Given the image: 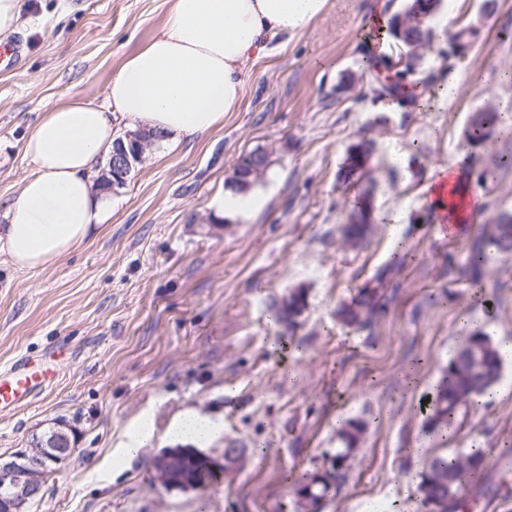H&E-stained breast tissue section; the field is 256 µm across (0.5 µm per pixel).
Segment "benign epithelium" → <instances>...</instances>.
<instances>
[{"label":"benign epithelium","instance_id":"1","mask_svg":"<svg viewBox=\"0 0 512 512\" xmlns=\"http://www.w3.org/2000/svg\"><path fill=\"white\" fill-rule=\"evenodd\" d=\"M148 146L140 131L129 132L126 140L117 141L112 154L98 176L103 190L126 184L136 163L142 160ZM68 429L59 424L44 431H35L24 448L7 457L0 456V499L3 512H26L30 501L38 497L50 473L63 466L73 455Z\"/></svg>","mask_w":512,"mask_h":512}]
</instances>
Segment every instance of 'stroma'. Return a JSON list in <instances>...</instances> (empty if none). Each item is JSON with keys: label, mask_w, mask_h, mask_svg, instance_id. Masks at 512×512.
<instances>
[{"label": "stroma", "mask_w": 512, "mask_h": 512, "mask_svg": "<svg viewBox=\"0 0 512 512\" xmlns=\"http://www.w3.org/2000/svg\"><path fill=\"white\" fill-rule=\"evenodd\" d=\"M173 0H18L21 63L0 71V225L32 165L24 140L68 98L103 105L124 58L156 36ZM403 0H330L293 39L271 42L247 71L241 103L222 126L181 148L155 143L113 191L112 221L91 242L42 271L0 253V367L25 354L66 352L53 387L0 411V455L62 421L76 453L50 474L31 512H294L295 487L338 446L337 428L364 421L346 482L322 512H425L417 485L437 456L486 452L482 484L512 463V255L485 269L484 292L464 276L465 242L512 212V166L485 180L466 168L485 208L458 235L430 219L433 167L463 151V131L485 106L512 113V0L480 19L482 0H443L436 32L481 22L470 54L425 66L460 92H425L415 112L372 103L362 59L389 51L375 8ZM376 125L375 224L366 246L343 249L336 232L352 194L337 171L361 131ZM266 151L255 185L262 205L214 221L208 203L230 188L239 160ZM406 264L393 303L371 328L336 320L337 307L394 256ZM303 289L295 333L271 303ZM498 343L504 366L488 403L432 428L419 407L471 333ZM220 416L205 452L241 457L201 491L164 488L153 461L184 409ZM152 415L156 437L122 455L134 423Z\"/></svg>", "instance_id": "35a3bbf8"}]
</instances>
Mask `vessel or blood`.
<instances>
[{"label": "vessel or blood", "instance_id": "vessel-or-blood-1", "mask_svg": "<svg viewBox=\"0 0 512 512\" xmlns=\"http://www.w3.org/2000/svg\"><path fill=\"white\" fill-rule=\"evenodd\" d=\"M62 353L44 359L21 357L0 369V409H18L32 403L56 375Z\"/></svg>", "mask_w": 512, "mask_h": 512}]
</instances>
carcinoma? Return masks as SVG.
Returning a JSON list of instances; mask_svg holds the SVG:
<instances>
[{
	"mask_svg": "<svg viewBox=\"0 0 512 512\" xmlns=\"http://www.w3.org/2000/svg\"><path fill=\"white\" fill-rule=\"evenodd\" d=\"M442 0H405L403 7L394 12L389 34L398 49L397 55L374 57L366 55L370 72L374 74L373 100L394 99L405 112L417 107L415 99L404 91V86L420 84L432 87L436 77L423 75L424 49L434 46L431 26H420L417 17L435 14ZM479 31L474 25L459 27L450 32L446 47L438 50L452 61L466 57L477 42ZM502 116L495 108L485 107L470 118L465 131L468 147L486 152V165L481 176L492 170L512 166V152L492 153L489 148L499 139ZM376 150L374 128H369L352 144L337 172V180L347 189L357 190L352 209L345 222L339 225L344 246L358 249L372 231L374 211V180L372 161ZM269 167L264 151L244 156L234 169L231 187L243 190ZM469 272L473 285L483 287L482 271L500 256L512 255V214L502 213L484 225L481 232L465 243ZM404 258L399 257L380 267L371 280L358 289L350 301L337 311L338 320L348 327L368 328L391 303L399 287ZM307 308V297L299 289L288 292L278 302V315L288 329H294L298 318ZM503 356L499 345L484 331L474 332L466 344L456 350L448 360V369L432 395L429 422L435 428L448 421L461 409L479 403L490 394L501 377ZM364 433V424L349 421L338 434L342 447L330 458L329 465L309 476L297 491L298 507L306 512H320L321 503L328 494L344 483L348 471L349 454ZM178 455L166 462L170 487L184 481L210 479L208 457L191 448L177 449ZM484 453L477 449L469 455L436 457L421 477L419 491L426 512H462L464 491L470 479L483 465Z\"/></svg>",
	"mask_w": 512,
	"mask_h": 512,
	"instance_id": "cac0c4a2",
	"label": "carcinoma"
}]
</instances>
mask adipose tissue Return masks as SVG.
Segmentation results:
<instances>
[{
  "label": "adipose tissue",
  "mask_w": 512,
  "mask_h": 512,
  "mask_svg": "<svg viewBox=\"0 0 512 512\" xmlns=\"http://www.w3.org/2000/svg\"><path fill=\"white\" fill-rule=\"evenodd\" d=\"M328 6L329 0H173L161 31L128 55L104 87V106L63 101L30 133L24 153L33 169L9 209L0 252L28 271L65 259L112 218V195L99 191L92 175L97 160L112 153L113 118L159 132L173 147L210 133L237 109L249 62L274 37L303 33ZM426 195L457 225L481 204L454 161L432 172ZM223 430L220 419L187 409L167 435L207 445Z\"/></svg>",
  "instance_id": "adipose-tissue-1"
}]
</instances>
